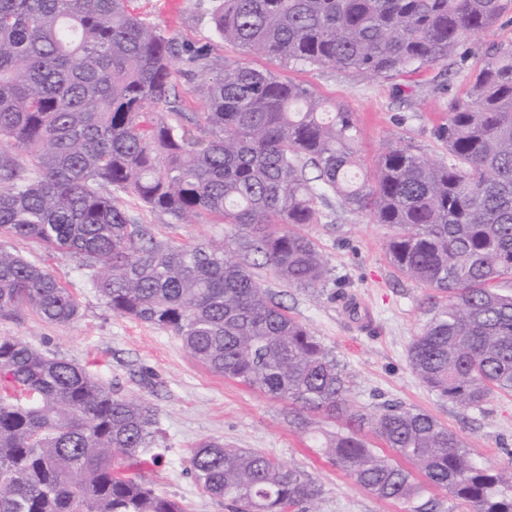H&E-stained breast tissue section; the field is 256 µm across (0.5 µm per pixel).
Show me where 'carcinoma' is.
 Listing matches in <instances>:
<instances>
[{
  "mask_svg": "<svg viewBox=\"0 0 512 512\" xmlns=\"http://www.w3.org/2000/svg\"><path fill=\"white\" fill-rule=\"evenodd\" d=\"M128 0H0V316L30 308L65 325L70 289L7 239L65 252L113 313L178 337L210 372L338 423L323 453L373 497L417 501L429 488L471 512H512L509 476L479 463L432 414L349 404L336 357L256 279L293 288L332 280L303 226L327 193L394 228L390 263L431 290L411 369L439 397L479 409L512 392V43L492 50L448 100L433 131L448 163L389 140L372 177L358 172L354 112L303 83L205 50L207 111L181 112L171 65L186 49L131 13ZM219 37L248 54L369 78L456 58L512 0H213ZM316 175L309 176V170ZM132 195L170 224H222L206 244L156 239L122 204ZM230 238L235 249L224 246ZM370 433L389 450L380 454ZM156 409L83 366L0 336V512H185L145 480L157 458ZM191 472L231 512H311L304 470L217 440Z\"/></svg>",
  "mask_w": 512,
  "mask_h": 512,
  "instance_id": "carcinoma-1",
  "label": "carcinoma"
}]
</instances>
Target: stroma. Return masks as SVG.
I'll return each instance as SVG.
<instances>
[{"label":"stroma","instance_id":"obj_1","mask_svg":"<svg viewBox=\"0 0 512 512\" xmlns=\"http://www.w3.org/2000/svg\"><path fill=\"white\" fill-rule=\"evenodd\" d=\"M129 6L179 43L208 47L214 59L245 60L281 79L305 83L320 97L346 103L358 119L364 174L372 173L383 145L395 136L436 161L448 159L432 129L448 110L449 94L465 89V76L455 60L391 79L314 66L288 67L260 57L244 58L238 48L224 43L211 23L212 0H130ZM172 83L182 111H204L199 69L176 60ZM126 202L160 240L204 242L221 233L214 224L168 223L131 196ZM318 209L320 221L307 231L331 268L335 287L321 293L291 288L261 266L253 269L256 278L336 356L351 379L349 399L355 408L372 411L400 403L427 411L462 436L484 465L511 468L512 393L493 394L481 409L466 410L430 391L408 363V346L427 321L428 291L401 277L390 264L385 244L392 228L370 223L342 207L333 195ZM12 244L72 290L79 315L60 326L24 308L12 317H0V336L21 337L36 349L87 366L104 384L153 405L162 451L144 472L156 491L180 502L186 512H230L224 501L204 493L190 470L192 449L206 439L256 450L306 470L323 489L313 505L315 512H412V504L373 497L329 463L311 435L289 427L287 403L212 374L176 336L112 313L88 286L75 258L20 238ZM343 291L370 308L369 330H361L349 317L339 297Z\"/></svg>","mask_w":512,"mask_h":512}]
</instances>
